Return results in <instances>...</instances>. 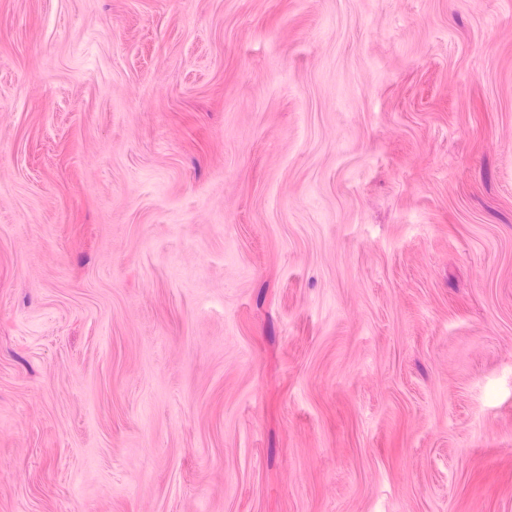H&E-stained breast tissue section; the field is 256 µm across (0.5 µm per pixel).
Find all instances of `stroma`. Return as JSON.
<instances>
[{"instance_id": "1", "label": "stroma", "mask_w": 512, "mask_h": 512, "mask_svg": "<svg viewBox=\"0 0 512 512\" xmlns=\"http://www.w3.org/2000/svg\"><path fill=\"white\" fill-rule=\"evenodd\" d=\"M0 512H512V0H0Z\"/></svg>"}]
</instances>
